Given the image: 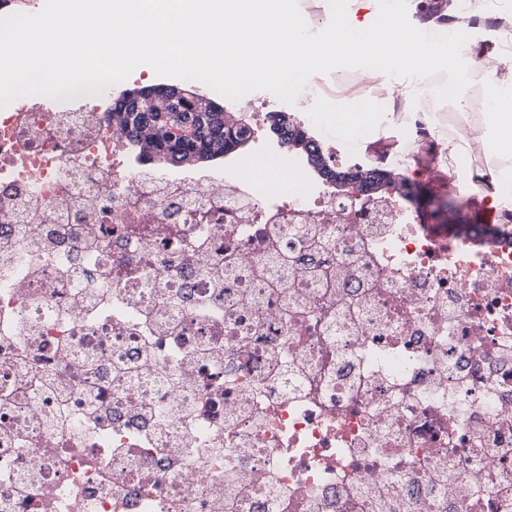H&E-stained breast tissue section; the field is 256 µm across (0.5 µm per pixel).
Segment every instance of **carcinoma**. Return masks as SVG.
I'll list each match as a JSON object with an SVG mask.
<instances>
[{
    "instance_id": "1",
    "label": "carcinoma",
    "mask_w": 512,
    "mask_h": 512,
    "mask_svg": "<svg viewBox=\"0 0 512 512\" xmlns=\"http://www.w3.org/2000/svg\"><path fill=\"white\" fill-rule=\"evenodd\" d=\"M183 91L186 96L181 103L182 112L177 122L160 119V113L130 97L128 90L121 94L120 107L124 111L107 113L108 120L119 123L128 131V145L137 152L140 161H155L164 165H175L191 159L207 162L226 155L241 140L251 137L247 128L225 127L222 112L198 111L203 95L189 87L183 88ZM271 120V131L279 134L283 141L301 142L308 153L316 152L314 144L294 128L286 113L276 112Z\"/></svg>"
}]
</instances>
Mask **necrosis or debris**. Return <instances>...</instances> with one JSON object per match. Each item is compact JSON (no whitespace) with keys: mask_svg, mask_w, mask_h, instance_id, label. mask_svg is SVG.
Listing matches in <instances>:
<instances>
[{"mask_svg":"<svg viewBox=\"0 0 512 512\" xmlns=\"http://www.w3.org/2000/svg\"><path fill=\"white\" fill-rule=\"evenodd\" d=\"M110 109L0 108V512H512V197L141 170ZM419 165L427 170L424 177L407 180L417 196L401 194L405 203L419 212L423 224H482L486 214L496 213L494 224L503 223L497 210L491 208L489 199L484 195L486 189H467L464 192H452L448 187V167L431 163L426 156L419 160ZM407 197H406V196ZM447 203V208L443 204ZM441 208V209H439ZM484 224H492L493 216L487 215Z\"/></svg>","mask_w":512,"mask_h":512,"instance_id":"necrosis-or-debris-1","label":"necrosis or debris"}]
</instances>
